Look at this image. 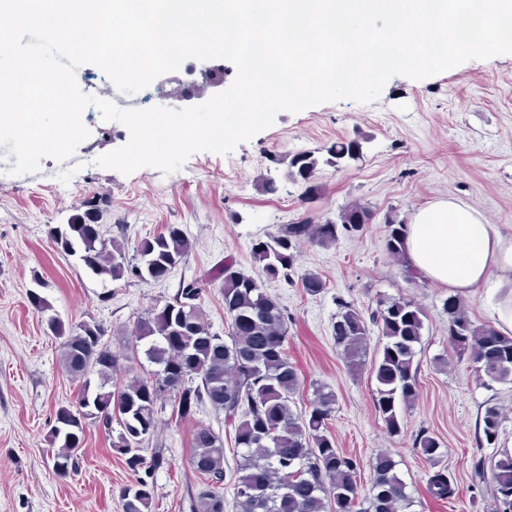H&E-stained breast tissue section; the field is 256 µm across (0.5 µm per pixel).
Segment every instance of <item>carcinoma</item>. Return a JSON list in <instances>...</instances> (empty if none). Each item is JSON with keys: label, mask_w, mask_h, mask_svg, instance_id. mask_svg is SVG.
Returning a JSON list of instances; mask_svg holds the SVG:
<instances>
[{"label": "carcinoma", "mask_w": 512, "mask_h": 512, "mask_svg": "<svg viewBox=\"0 0 512 512\" xmlns=\"http://www.w3.org/2000/svg\"><path fill=\"white\" fill-rule=\"evenodd\" d=\"M358 139L340 141L319 157L304 151L293 155L286 176L310 183L320 165L340 166L362 155ZM86 210L68 223L49 230L54 245L74 257L91 274L115 281L125 277L147 281L169 277L186 262L192 249L177 224L165 232L141 239L133 251L114 238L96 235L91 225L102 220L99 201L83 202ZM372 209L359 202L343 207L337 218L317 221L312 216L282 224L268 240L253 244L252 253L265 276L293 281L297 274L298 245L302 241L328 247L341 237L363 231L360 218ZM386 248L405 256L406 222L398 215L385 217ZM224 278V313L229 319L227 338L212 331L202 308L199 282L181 285L160 310H152L134 322L131 351L143 354L155 370L124 382L114 380L120 357L104 341V330L87 322L67 326L56 317L48 329L61 339V359L71 375L82 380L76 401L57 408L48 442L51 458L60 463V478L80 467L81 445L90 426L112 431L119 426L112 447L126 456L129 469L144 475L136 487L121 492L122 512H150L152 484L148 478L167 463L162 445L150 458L142 444L154 436L157 417L166 399L173 400L172 414L179 420L194 418L208 403L224 412V422L234 428L236 478L233 496L237 512H410L414 500L387 453L375 455L369 497L358 496L362 465L344 455L328 431L336 409V393L317 385L302 411L293 410V397L301 388L295 366L288 359V311L251 275L228 260L220 272ZM302 288L318 295L326 282L311 273L300 275ZM448 315V341L458 357H467L480 378L512 382V336L490 325H477L456 297L444 303ZM424 312L403 297L383 299L365 313L345 302L332 322V337L348 368L354 372L366 364L370 337L378 331L379 345L371 359L377 382L375 408L388 432L402 433V409L418 398L417 347L422 344ZM92 401L98 415L83 411ZM503 418L495 406H487L478 422L477 444L498 441ZM412 448L433 469L427 481L429 494L438 500L456 495L448 470L440 468L446 455L440 439L425 430L414 436ZM190 464L201 483L193 496L194 512H224V440L212 428L198 425L191 441ZM477 483L490 481L493 512H512V455L503 454L485 474L484 462L474 465Z\"/></svg>", "instance_id": "obj_1"}]
</instances>
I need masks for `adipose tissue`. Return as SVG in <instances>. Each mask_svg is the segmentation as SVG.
I'll return each instance as SVG.
<instances>
[{"instance_id":"1","label":"adipose tissue","mask_w":512,"mask_h":512,"mask_svg":"<svg viewBox=\"0 0 512 512\" xmlns=\"http://www.w3.org/2000/svg\"><path fill=\"white\" fill-rule=\"evenodd\" d=\"M406 257L410 266L453 294L468 296L479 288L499 294L495 326L512 335V233L486 223L467 204L439 200L412 215Z\"/></svg>"}]
</instances>
